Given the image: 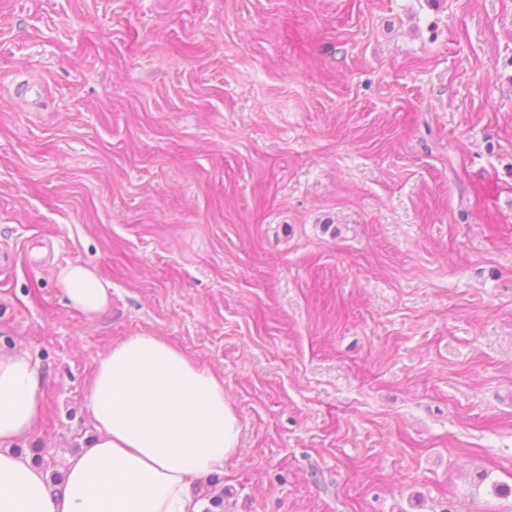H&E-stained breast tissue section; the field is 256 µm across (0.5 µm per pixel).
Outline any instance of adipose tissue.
Listing matches in <instances>:
<instances>
[{"label":"adipose tissue","instance_id":"ef3b65f1","mask_svg":"<svg viewBox=\"0 0 512 512\" xmlns=\"http://www.w3.org/2000/svg\"><path fill=\"white\" fill-rule=\"evenodd\" d=\"M57 280L87 319L107 310L110 294L90 269L70 264ZM42 403L32 357L1 351L0 512H202L193 483L223 473L240 442L223 377L148 333L100 358L88 385L97 434L66 456L59 494L42 468L12 449L33 433Z\"/></svg>","mask_w":512,"mask_h":512}]
</instances>
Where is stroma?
I'll use <instances>...</instances> for the list:
<instances>
[{"mask_svg": "<svg viewBox=\"0 0 512 512\" xmlns=\"http://www.w3.org/2000/svg\"><path fill=\"white\" fill-rule=\"evenodd\" d=\"M143 332L240 416L200 501L512 512V0H0L20 447L85 446L98 361ZM57 280L67 304L82 312L87 319L94 320L108 309V289L90 269L69 264L60 268Z\"/></svg>", "mask_w": 512, "mask_h": 512, "instance_id": "1", "label": "stroma"}]
</instances>
